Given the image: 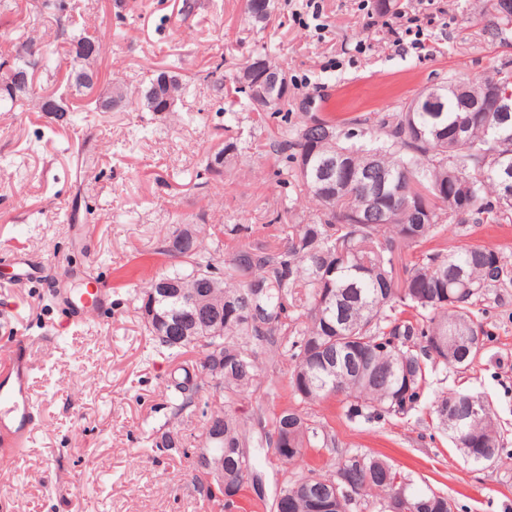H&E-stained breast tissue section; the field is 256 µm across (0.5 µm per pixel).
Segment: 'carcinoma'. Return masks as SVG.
Here are the masks:
<instances>
[{
  "instance_id": "obj_1",
  "label": "carcinoma",
  "mask_w": 512,
  "mask_h": 512,
  "mask_svg": "<svg viewBox=\"0 0 512 512\" xmlns=\"http://www.w3.org/2000/svg\"><path fill=\"white\" fill-rule=\"evenodd\" d=\"M503 29L512 25V5L490 0ZM39 18L30 21L14 62L0 63V107L47 111L61 97L38 95L32 86L12 92L11 74L26 73L50 59L51 41ZM112 39L102 30L72 39V87L93 89L94 64ZM512 94V69H496L478 81L450 80L425 89L397 112L378 121L374 136L344 130L335 120L301 112L283 115L272 132L273 153H285L294 176L318 209L279 225L270 239L239 243L216 271L215 254L204 245L201 225L187 224L179 264L155 275L135 292L141 308L156 293L155 321L145 329L162 354L178 359L198 350L199 361L182 366L169 383L171 418L196 411L193 386L215 356H224L219 403L201 412V447L224 456V507L230 509L257 479L252 448L288 446L280 463L293 466L310 448L336 447V434L300 406L343 397L351 419L403 416L417 407L429 369H465L479 355L472 338L485 335L475 321L474 300L504 284L507 263L484 245L429 247L448 226L511 224L512 191L502 167L512 165V115L467 112L482 102L485 82ZM186 83L175 70L159 72L142 88L139 103L156 112L165 99L180 100ZM255 96L258 116L277 115ZM406 195H396V189ZM420 202L425 210L414 207ZM163 282L195 290V305L163 297ZM410 310L413 319L399 314ZM291 360L287 390L292 402L259 404L246 418L224 403L244 392L280 395L271 377L282 357ZM265 358L266 366L260 365ZM472 395L440 391L432 408L467 462L480 465L500 436L490 405L479 421L468 418ZM224 426V441L211 440L207 424ZM370 497L379 512H452L448 497L414 490L387 461L359 451L341 456L327 473L309 469L280 490L284 512H319L334 500V512Z\"/></svg>"
}]
</instances>
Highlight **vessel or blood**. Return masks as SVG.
I'll list each match as a JSON object with an SVG mask.
<instances>
[{"label":"vessel or blood","mask_w":512,"mask_h":512,"mask_svg":"<svg viewBox=\"0 0 512 512\" xmlns=\"http://www.w3.org/2000/svg\"><path fill=\"white\" fill-rule=\"evenodd\" d=\"M61 304L72 324L95 321L108 303L105 291L60 290ZM37 368L29 353V340L17 338L0 347V446L28 447L37 426V412L32 401V382Z\"/></svg>","instance_id":"1"}]
</instances>
